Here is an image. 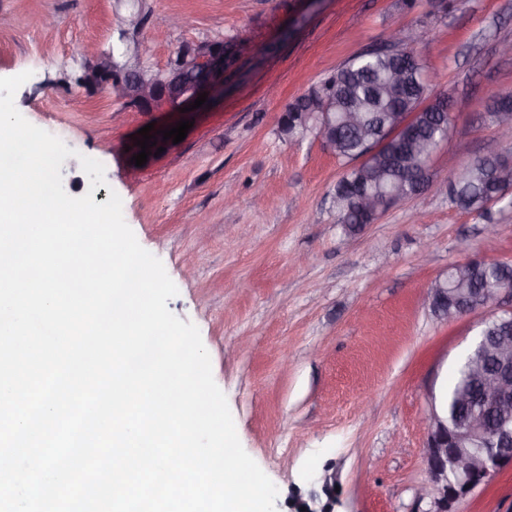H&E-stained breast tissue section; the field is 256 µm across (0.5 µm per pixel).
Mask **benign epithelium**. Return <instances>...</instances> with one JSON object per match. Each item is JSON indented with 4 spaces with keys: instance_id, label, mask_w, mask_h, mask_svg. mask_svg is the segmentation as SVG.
Listing matches in <instances>:
<instances>
[{
    "instance_id": "1",
    "label": "benign epithelium",
    "mask_w": 512,
    "mask_h": 512,
    "mask_svg": "<svg viewBox=\"0 0 512 512\" xmlns=\"http://www.w3.org/2000/svg\"><path fill=\"white\" fill-rule=\"evenodd\" d=\"M236 52L222 41L183 46L152 83L125 70L128 84L122 86V101L134 108L147 104L150 112L175 113L194 104L203 92L221 96L225 77L236 65ZM90 56L94 62L82 75L84 84L94 90L112 89V79L102 80L100 76L118 71L113 55L93 48ZM425 302L446 322L471 314H482L498 323L512 320V287L485 288L479 295L471 288L464 292L430 288ZM476 349L483 364L492 362L495 368L486 376L477 397L467 394L461 398L463 404L474 406V411L463 422H445L433 408L424 420L427 477L420 498L432 500L431 512H454L456 499L448 497V487L458 485L459 496L465 498L478 487L472 476L490 482L512 466V425L502 421L491 430L485 422L486 414L512 404V336L505 331L498 336H480Z\"/></svg>"
}]
</instances>
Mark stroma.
Masks as SVG:
<instances>
[{
    "label": "stroma",
    "instance_id": "35a3bbf8",
    "mask_svg": "<svg viewBox=\"0 0 512 512\" xmlns=\"http://www.w3.org/2000/svg\"><path fill=\"white\" fill-rule=\"evenodd\" d=\"M132 12L172 15L165 38L128 30ZM401 27L448 94L454 122L428 188L350 233L330 192L344 161L315 135L291 141L286 105ZM232 39L242 68L223 97L192 114L186 138L136 166L138 131L176 125L177 113L121 109L77 79L89 45L149 46L164 70L185 44ZM512 0H0V77L29 72L14 102L31 124L62 129L73 149L60 173L73 197L111 194L139 244L178 288L168 309L194 323L244 450L278 488L309 490L323 473L340 512H429L421 420L478 337L481 315L446 323L423 297L452 263H512V207L483 219L448 202V180L492 142L485 106L512 92ZM105 167L94 188L79 158ZM497 226L487 235L485 223ZM456 512H512V467Z\"/></svg>",
    "mask_w": 512,
    "mask_h": 512
}]
</instances>
